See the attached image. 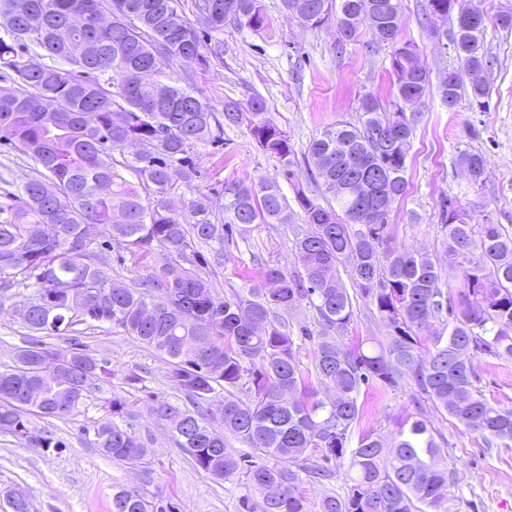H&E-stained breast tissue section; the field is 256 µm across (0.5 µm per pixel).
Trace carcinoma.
Instances as JSON below:
<instances>
[{"label":"carcinoma","mask_w":512,"mask_h":512,"mask_svg":"<svg viewBox=\"0 0 512 512\" xmlns=\"http://www.w3.org/2000/svg\"><path fill=\"white\" fill-rule=\"evenodd\" d=\"M317 28L336 18L337 46L360 41L369 16L393 19L388 33L396 102L388 111L371 95L361 100L358 123L339 122L309 147L318 178L336 206L325 208L303 189L288 135L270 118L261 97L247 106L224 105V120L187 87L167 77L173 62L204 67L201 33L224 23L260 29L263 0H198V23L181 0H0V145L34 162V175L10 194L0 220V310H19L29 331L13 365L0 370V431L35 448L65 447L48 421L80 412L91 393L112 378V361L98 359L77 338L66 349L45 339L69 336L80 324H106L160 353L171 385L194 408L161 402L178 447L215 480L244 477L245 512H427L448 491L445 449L426 421L398 418L390 448L372 431L346 447L358 422L361 388L397 384L406 373L418 391L487 444L512 442V407L490 404L479 387L472 357L512 359V231L490 214L474 222L469 210L441 202L448 235V270L456 285L442 286L425 253L391 243L387 217L406 190L407 146L413 118L407 103L431 86L425 68H413L416 48L400 38L403 0H304ZM460 67L440 83L442 100L456 105L461 90L479 103L488 94L492 66L481 51L483 13L454 0L447 13ZM41 50L51 63L24 58ZM248 121L261 150L277 160L304 211L309 231L294 234L302 273L268 266L248 287L219 298L202 275L204 245L218 265L224 243L253 224L286 220L277 185L224 186V215L194 185V144L221 139L224 126ZM392 122L401 147L387 149L374 130ZM134 141L140 149L118 160ZM459 163L485 183L487 161L463 151ZM397 172L392 197L363 193L375 169ZM190 189L184 211L168 195ZM160 250L166 261L138 286L112 279L106 254L142 257ZM348 269L352 288L341 281ZM376 311L384 340L348 347L318 339L314 372L334 397L309 391L294 337L280 311L302 303L316 312L322 331L347 328L353 301ZM70 397L58 407L60 395ZM112 420L82 429L86 443L114 462L145 466L149 449L119 399ZM46 421L36 425L31 417ZM217 419L221 428L213 426ZM229 432L253 450L232 456ZM349 457L346 491L325 495L308 510L304 482L332 475ZM112 512H167L143 489L112 492Z\"/></svg>","instance_id":"cac0c4a2"}]
</instances>
